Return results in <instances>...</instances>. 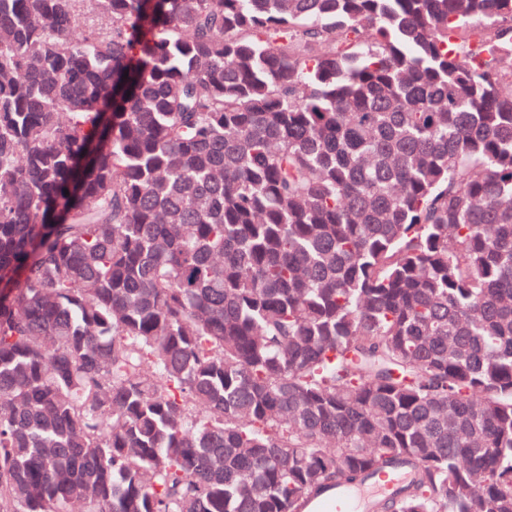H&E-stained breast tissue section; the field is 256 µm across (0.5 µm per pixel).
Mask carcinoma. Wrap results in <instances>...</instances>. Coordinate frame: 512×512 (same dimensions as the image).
<instances>
[{
  "mask_svg": "<svg viewBox=\"0 0 512 512\" xmlns=\"http://www.w3.org/2000/svg\"><path fill=\"white\" fill-rule=\"evenodd\" d=\"M512 512V0H0V512ZM397 482V476H386L370 486H336L313 505V512H363L368 497L391 489Z\"/></svg>",
  "mask_w": 512,
  "mask_h": 512,
  "instance_id": "carcinoma-1",
  "label": "carcinoma"
}]
</instances>
